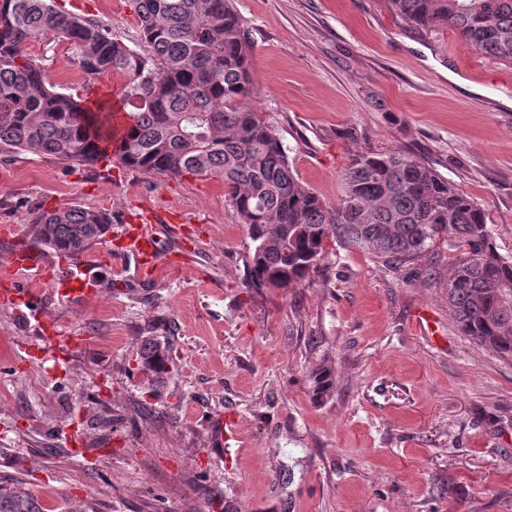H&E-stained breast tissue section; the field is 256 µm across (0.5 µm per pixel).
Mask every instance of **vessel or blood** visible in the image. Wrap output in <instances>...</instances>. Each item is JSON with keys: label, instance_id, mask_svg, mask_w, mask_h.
<instances>
[{"label": "vessel or blood", "instance_id": "1", "mask_svg": "<svg viewBox=\"0 0 512 512\" xmlns=\"http://www.w3.org/2000/svg\"><path fill=\"white\" fill-rule=\"evenodd\" d=\"M159 221V216L151 212L148 213L145 223L120 225L117 235L122 242L121 251L116 252L111 246H104L99 253L101 261L112 264L119 259L121 252H132L149 272L155 271L160 260L176 262V255L164 256L160 253L158 236L154 231ZM8 267L25 273L33 280L50 284L54 293L61 298H85L97 292V285L89 276L88 265L81 258L54 268L36 254L21 251L10 255ZM0 303L16 309H31L36 307L37 300L30 291L14 283L0 293Z\"/></svg>", "mask_w": 512, "mask_h": 512}]
</instances>
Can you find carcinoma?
<instances>
[{
    "instance_id": "obj_1",
    "label": "carcinoma",
    "mask_w": 512,
    "mask_h": 512,
    "mask_svg": "<svg viewBox=\"0 0 512 512\" xmlns=\"http://www.w3.org/2000/svg\"><path fill=\"white\" fill-rule=\"evenodd\" d=\"M139 36L131 47L112 27L57 0H0V154H30L91 168L114 152L126 168L167 177L216 175L251 244L249 288L309 281L329 238L365 251L394 272L434 241L463 252L444 274L448 310L463 335L512 359V261L491 240L484 209L415 154L355 150L327 205L295 173L275 128L243 104L252 93L251 41L232 0H130ZM419 27L457 32L478 55L512 61V0H389ZM68 44L84 91L104 74L125 78L120 104L47 82L34 44ZM110 215L80 205L36 213L32 242L78 255L108 232ZM170 344L148 337L143 367L167 372ZM315 402L334 373L310 374ZM34 497L0 487V512H44Z\"/></svg>"
}]
</instances>
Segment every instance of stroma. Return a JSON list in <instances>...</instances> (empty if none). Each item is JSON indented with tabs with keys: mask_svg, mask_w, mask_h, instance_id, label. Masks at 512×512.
<instances>
[{
	"mask_svg": "<svg viewBox=\"0 0 512 512\" xmlns=\"http://www.w3.org/2000/svg\"><path fill=\"white\" fill-rule=\"evenodd\" d=\"M64 2L125 42L138 36L128 0ZM234 5L252 44L248 105L311 191L335 204L354 147L412 152L483 207L512 260L511 63L407 24L387 0ZM33 53L50 82L83 93L66 43ZM350 127L357 143L340 136ZM74 204L116 225L148 209L178 218L186 237L157 225L162 246L195 256L152 277L129 252L117 267L91 265L99 291L76 301L20 276L75 343L54 364L59 342L0 305V483L49 512H512V360L449 315L446 242L396 273L331 241L309 284L257 290L220 178L14 154L0 156V225L15 227L0 234V267L28 246L37 209ZM424 317L436 334L422 332ZM148 336L174 342L160 379L141 363ZM322 366L336 386L318 404L308 376ZM228 413L243 441L212 446ZM74 430L81 458L64 440Z\"/></svg>",
	"mask_w": 512,
	"mask_h": 512,
	"instance_id": "35a3bbf8",
	"label": "stroma"
}]
</instances>
